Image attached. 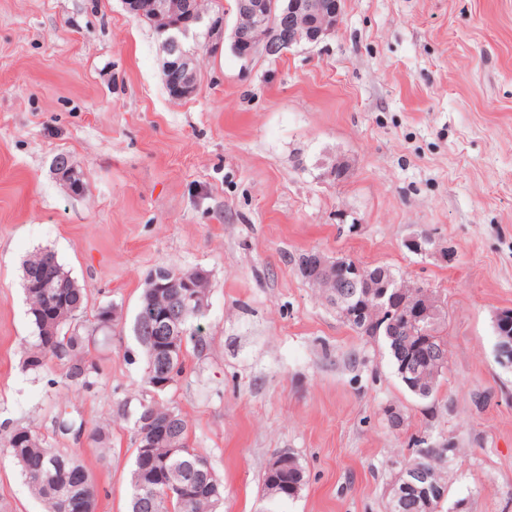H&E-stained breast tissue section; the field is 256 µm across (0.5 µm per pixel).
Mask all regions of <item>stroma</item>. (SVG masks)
Listing matches in <instances>:
<instances>
[{"mask_svg": "<svg viewBox=\"0 0 512 512\" xmlns=\"http://www.w3.org/2000/svg\"><path fill=\"white\" fill-rule=\"evenodd\" d=\"M162 42L122 0H0V438L20 425L67 449L98 512H127L144 280L202 268L206 347L164 400L224 484L218 512H262L284 450L306 473L285 512H387L418 435L454 446L444 512H512V364L494 328L512 307V0H345L334 34L281 59L205 54L180 101ZM61 153L83 195L54 175ZM421 236L428 251H410ZM41 249L88 299L91 389L65 380V360L23 365L22 263ZM311 250L441 295L448 369L432 397L302 278ZM107 303L121 318L102 333L92 314ZM102 422L104 458L88 439ZM0 512H42L1 454Z\"/></svg>", "mask_w": 512, "mask_h": 512, "instance_id": "stroma-1", "label": "stroma"}]
</instances>
